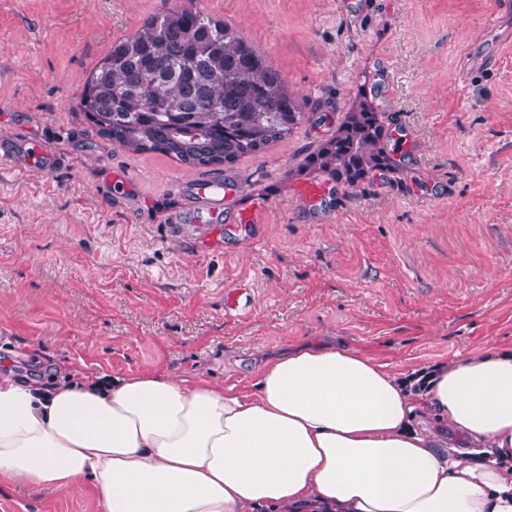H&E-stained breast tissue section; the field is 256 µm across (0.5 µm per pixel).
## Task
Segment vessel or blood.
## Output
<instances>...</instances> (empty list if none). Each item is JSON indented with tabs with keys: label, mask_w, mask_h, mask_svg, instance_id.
<instances>
[{
	"label": "vessel or blood",
	"mask_w": 512,
	"mask_h": 512,
	"mask_svg": "<svg viewBox=\"0 0 512 512\" xmlns=\"http://www.w3.org/2000/svg\"><path fill=\"white\" fill-rule=\"evenodd\" d=\"M0 157L19 162L24 169L33 167L45 170L52 164L48 156L36 154L34 144L26 141L1 145ZM236 187V182L221 177L203 179L195 184L184 186L183 191L189 199V204L175 217V224L210 227L224 222L236 224L242 220L250 224L257 223V215L253 214L242 219L226 212L224 200L235 191Z\"/></svg>",
	"instance_id": "vessel-or-blood-1"
}]
</instances>
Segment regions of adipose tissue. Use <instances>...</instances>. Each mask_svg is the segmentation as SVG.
I'll use <instances>...</instances> for the list:
<instances>
[{
    "instance_id": "obj_1",
    "label": "adipose tissue",
    "mask_w": 512,
    "mask_h": 512,
    "mask_svg": "<svg viewBox=\"0 0 512 512\" xmlns=\"http://www.w3.org/2000/svg\"><path fill=\"white\" fill-rule=\"evenodd\" d=\"M425 415L440 431L413 428ZM0 475L89 480L103 512H512V347L454 358L422 391L321 346L266 361L247 394L152 372L45 386L6 368Z\"/></svg>"
}]
</instances>
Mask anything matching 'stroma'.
Segmentation results:
<instances>
[{
  "label": "stroma",
  "mask_w": 512,
  "mask_h": 512,
  "mask_svg": "<svg viewBox=\"0 0 512 512\" xmlns=\"http://www.w3.org/2000/svg\"><path fill=\"white\" fill-rule=\"evenodd\" d=\"M224 20L283 74L303 117L259 153L205 169L119 148L83 85L113 42L173 9ZM502 0H0V140L47 171L0 163V356L108 379L153 370L250 389L265 357L342 346L406 379L512 346V48ZM386 168L355 182L310 164L358 94ZM221 175L232 233L173 224L179 184ZM322 197L302 202L308 186ZM248 282V309L224 293ZM0 512H102L82 481L0 477ZM31 156H36L35 145L26 141H16L12 144L6 143L0 146V157L3 160L4 158L8 159L10 162L18 161L20 165H17L20 168H32V169H41L45 170L50 168L53 164V161L46 156L45 154H41L35 157L33 163H30L28 159Z\"/></svg>",
  "instance_id": "stroma-1"
}]
</instances>
